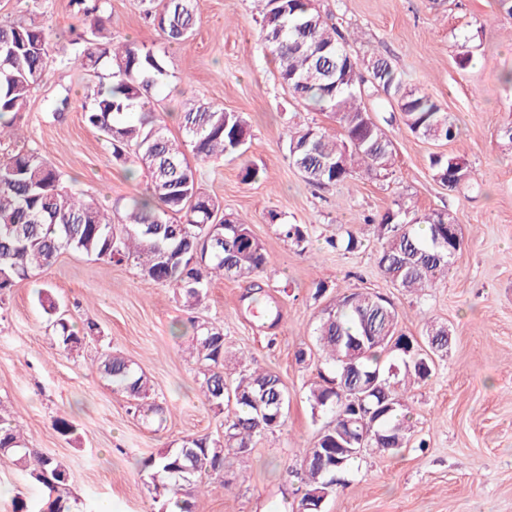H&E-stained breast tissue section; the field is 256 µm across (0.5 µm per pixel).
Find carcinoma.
<instances>
[{"label":"carcinoma","instance_id":"cac0c4a2","mask_svg":"<svg viewBox=\"0 0 512 512\" xmlns=\"http://www.w3.org/2000/svg\"><path fill=\"white\" fill-rule=\"evenodd\" d=\"M145 15L170 44H182L196 30V0H141ZM106 0H71L82 14L84 29L70 40L69 60L89 76L82 106L85 122L103 134L117 160L133 159L144 170L146 194L123 207L121 227L112 213L94 199L71 194L61 175L32 148L21 147L0 161V295L31 272L52 265L65 252L98 260H135L146 281L172 288L184 306L194 308L206 298L212 278H250L263 271L267 255L250 225L224 219L222 202L206 194L190 158L215 163L242 152L238 136L247 123L238 112L192 105L179 115L180 135L169 133L151 106L152 89L168 73L158 51L145 45L115 42L107 33ZM261 38L275 59L282 84L307 106L326 114L339 130L331 135L320 127L289 134L291 164L306 182L325 186L345 182L356 170L378 175L393 160L386 132L360 138L368 112L359 100L382 91L400 100L404 124L416 136L450 141L458 126L441 103L422 90L406 88L388 61L370 64V80L345 48L344 37L313 7L312 0H264L260 11ZM49 59L44 29L35 20L0 24V141L19 136L32 90L40 83ZM430 167L448 184L452 157L434 153ZM448 213L418 214L402 204L384 213L377 224L383 240L378 267L398 288L419 292L448 277L456 251L448 249ZM223 227H213L218 221ZM285 238L300 246L308 229L285 224ZM41 306L49 316L58 348L71 353L94 336L73 331L60 303L47 293ZM196 349L202 366L206 402L224 419V440L189 439L149 457L145 468L155 496L173 501L178 512H192L191 494L204 474L224 469L229 455L244 456L257 439L282 427L288 413V389L274 372L254 369L231 385L224 379V330L208 323L195 326ZM425 344L399 330L392 303L378 294L344 293L323 310L314 329L322 352L318 381L309 388L312 410L330 415L310 447L303 449L298 478L304 493L297 512H317L316 506L336 492L332 478L348 471L359 457L336 456V443L352 429L364 436L363 447L389 451L410 442V417L400 389L408 380L428 379L434 356L448 349V327L426 329ZM100 375L126 394L137 416L159 415L148 401L151 385L130 360L110 349L96 361ZM0 457L13 459L47 491L45 505L14 501V512H73L67 486L68 468L56 457L30 448L12 420L0 415Z\"/></svg>","mask_w":512,"mask_h":512}]
</instances>
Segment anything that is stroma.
Returning <instances> with one entry per match:
<instances>
[{"label": "stroma", "instance_id": "1", "mask_svg": "<svg viewBox=\"0 0 512 512\" xmlns=\"http://www.w3.org/2000/svg\"><path fill=\"white\" fill-rule=\"evenodd\" d=\"M342 32L361 65L385 58L408 87L441 102L457 120L454 140L436 143L412 134L396 98H367L369 115L393 142L391 168L324 187L309 185L288 159L289 131L327 125L328 119L294 99L277 78L260 37L256 0H198L199 23L183 45H167L144 19L140 0H108L106 26L114 40L155 45L169 79L154 97L167 116L194 104L243 115L251 138L243 155L197 167L203 190L220 199L226 216L250 224L267 252L257 282L280 314L277 323L251 316L249 282L212 281L203 303L184 307L172 288L146 282L131 262H104L63 254L0 296V412L21 428L27 445L58 457L70 472L78 512H158L143 462L188 438L219 439L224 417L200 387L194 322L223 328L229 354L226 378L261 367L288 388L284 426L259 438L251 454L229 458L193 495L192 512H291L301 497L295 476L300 451L330 417L312 413L308 387L320 355L313 331L336 295L369 291L390 298L402 331L422 337L427 325H447L448 350L432 376L411 385L406 404L408 447L364 451L358 468L328 498L322 512H512V143L501 136L512 121V16L496 0H313ZM36 20L48 35L51 62L21 121L28 147L62 175L63 187L112 207L141 194L146 179L134 162L121 163L112 147L82 118L87 77L61 61L71 30L82 27L70 0H0V23ZM472 61L459 66L462 52ZM69 107L54 116L56 102ZM465 160L478 179L455 189L438 181L431 154ZM254 163L257 181L241 171ZM407 201L420 213L456 216L463 244L448 280L423 295L395 288L377 267L381 242L372 218ZM307 227L306 247L282 227ZM359 240L347 251L346 231ZM49 290L76 332L98 333L69 354L55 346L38 304ZM128 358L150 381L163 422L134 416L130 405L96 369L99 351ZM306 351L298 360V351ZM75 432L57 433L56 417ZM42 501L43 491L21 467L0 459V512L15 499Z\"/></svg>", "mask_w": 512, "mask_h": 512}]
</instances>
